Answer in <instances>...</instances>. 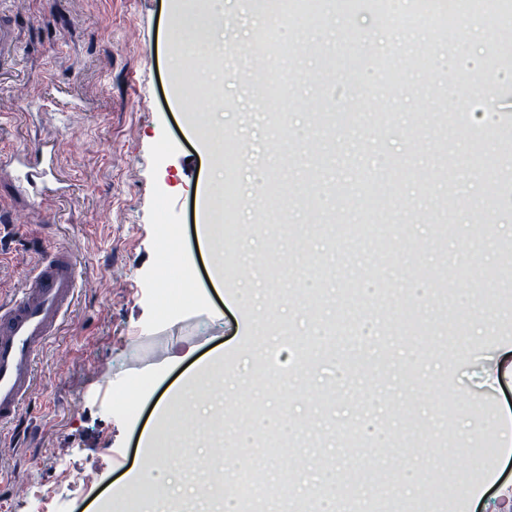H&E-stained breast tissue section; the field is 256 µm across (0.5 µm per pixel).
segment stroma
<instances>
[{"mask_svg":"<svg viewBox=\"0 0 512 512\" xmlns=\"http://www.w3.org/2000/svg\"><path fill=\"white\" fill-rule=\"evenodd\" d=\"M487 25L483 0L452 14L414 0L412 31L396 47L399 78L380 81L362 47L399 32L371 0H288L311 12L283 28L256 64L249 47L277 25L249 0H0L16 49L0 64V155L51 143L67 175L36 209L0 173V300L13 298L43 249L78 262L77 304L62 334L39 350L37 385L17 426L0 433V512H129L85 482H113L139 463L143 429L174 389L206 413L180 422L205 447L171 459L155 492L222 470L236 457L243 482L275 512H454L486 470L497 472L476 512H496L512 491V457L493 438L454 453L457 410L480 400L485 415L512 407V378L487 385L472 350L440 334L471 328V291L512 309V82L471 99L493 124L464 121L437 132L434 112L466 94L471 62L512 54V0ZM199 28L175 29L178 16ZM270 74L274 97L251 95ZM367 82L371 98H356ZM198 87L189 102L177 91ZM228 132L217 207L239 232L212 285L194 216L210 160L187 136L193 121ZM195 159L188 168L187 159ZM383 198L362 229L367 187ZM482 239L460 253L442 224ZM499 233L490 237L487 225ZM181 229L191 288L164 250ZM260 289L226 304L227 291ZM420 291L421 305L407 297ZM234 375L200 376L216 355ZM412 484L403 487L402 475ZM447 476L448 493L425 497Z\"/></svg>","mask_w":512,"mask_h":512,"instance_id":"stroma-1","label":"stroma"}]
</instances>
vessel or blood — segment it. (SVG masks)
<instances>
[{"mask_svg":"<svg viewBox=\"0 0 512 512\" xmlns=\"http://www.w3.org/2000/svg\"><path fill=\"white\" fill-rule=\"evenodd\" d=\"M0 167L14 172L18 192L38 199L67 186L49 147L35 161L17 154L0 158ZM78 263L66 247L46 248L24 288L10 304L0 303V425L17 421L36 386V355L61 334L78 298Z\"/></svg>","mask_w":512,"mask_h":512,"instance_id":"b4317fda","label":"vessel or blood"}]
</instances>
